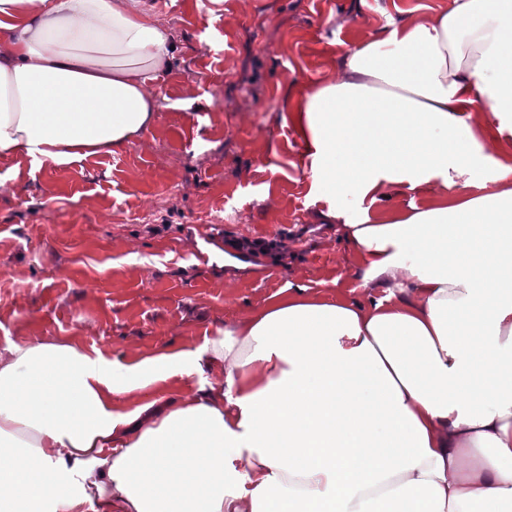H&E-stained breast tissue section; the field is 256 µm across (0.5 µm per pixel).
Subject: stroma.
Returning <instances> with one entry per match:
<instances>
[{
	"mask_svg": "<svg viewBox=\"0 0 512 512\" xmlns=\"http://www.w3.org/2000/svg\"><path fill=\"white\" fill-rule=\"evenodd\" d=\"M149 3L178 47L155 124L81 163L0 161V347L43 336L125 365L199 348L288 286L371 297L340 225L317 217L286 101L398 10L449 0ZM241 238L288 258L193 257Z\"/></svg>",
	"mask_w": 512,
	"mask_h": 512,
	"instance_id": "35a3bbf8",
	"label": "stroma"
}]
</instances>
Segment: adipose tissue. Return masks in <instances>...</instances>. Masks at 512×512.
Wrapping results in <instances>:
<instances>
[{
    "label": "adipose tissue",
    "instance_id": "1",
    "mask_svg": "<svg viewBox=\"0 0 512 512\" xmlns=\"http://www.w3.org/2000/svg\"><path fill=\"white\" fill-rule=\"evenodd\" d=\"M174 44L147 0H0V160L131 145ZM287 110L370 305L288 287L128 365L0 347V512H512V160L467 120L512 132V0L401 12ZM399 187L427 204L375 218Z\"/></svg>",
    "mask_w": 512,
    "mask_h": 512
}]
</instances>
